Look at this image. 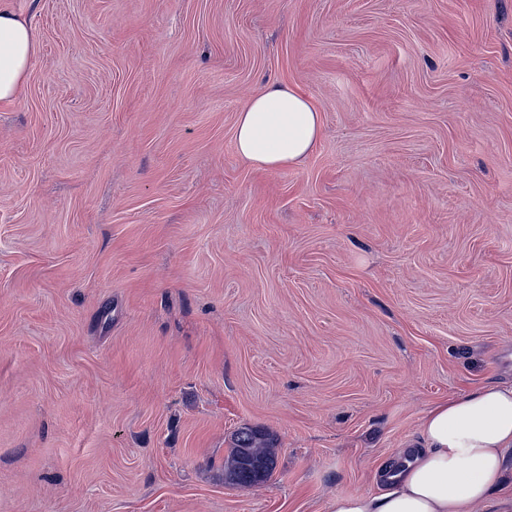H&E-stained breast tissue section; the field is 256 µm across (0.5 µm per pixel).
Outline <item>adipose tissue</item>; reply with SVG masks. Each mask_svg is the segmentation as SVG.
<instances>
[{"label":"adipose tissue","instance_id":"adipose-tissue-1","mask_svg":"<svg viewBox=\"0 0 512 512\" xmlns=\"http://www.w3.org/2000/svg\"><path fill=\"white\" fill-rule=\"evenodd\" d=\"M35 49L28 20L0 7V107L21 96ZM321 129L320 112L299 88L269 82L237 114L235 151L258 169L295 167ZM422 437V450L377 476V491L336 495L327 512H473L481 502H512V383L436 403Z\"/></svg>","mask_w":512,"mask_h":512}]
</instances>
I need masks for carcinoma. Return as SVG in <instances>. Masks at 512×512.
I'll return each mask as SVG.
<instances>
[{
  "label": "carcinoma",
  "instance_id": "cac0c4a2",
  "mask_svg": "<svg viewBox=\"0 0 512 512\" xmlns=\"http://www.w3.org/2000/svg\"><path fill=\"white\" fill-rule=\"evenodd\" d=\"M268 448L269 444L258 431L239 430L227 464L231 480L246 487L266 480L274 469V459Z\"/></svg>",
  "mask_w": 512,
  "mask_h": 512
}]
</instances>
